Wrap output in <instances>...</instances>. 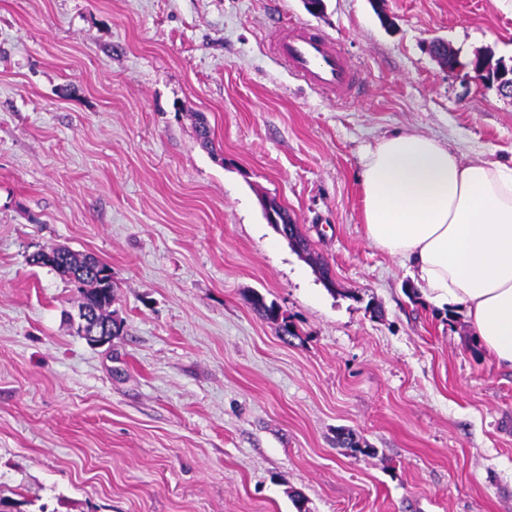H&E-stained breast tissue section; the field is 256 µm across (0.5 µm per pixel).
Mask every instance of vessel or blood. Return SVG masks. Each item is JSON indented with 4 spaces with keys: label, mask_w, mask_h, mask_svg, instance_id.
<instances>
[{
    "label": "vessel or blood",
    "mask_w": 512,
    "mask_h": 512,
    "mask_svg": "<svg viewBox=\"0 0 512 512\" xmlns=\"http://www.w3.org/2000/svg\"><path fill=\"white\" fill-rule=\"evenodd\" d=\"M279 57L305 83L340 96H353L359 77L338 45L307 28L279 37Z\"/></svg>",
    "instance_id": "vessel-or-blood-1"
}]
</instances>
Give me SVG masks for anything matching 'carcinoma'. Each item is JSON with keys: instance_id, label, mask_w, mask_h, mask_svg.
Instances as JSON below:
<instances>
[{"instance_id": "1", "label": "carcinoma", "mask_w": 512, "mask_h": 512, "mask_svg": "<svg viewBox=\"0 0 512 512\" xmlns=\"http://www.w3.org/2000/svg\"><path fill=\"white\" fill-rule=\"evenodd\" d=\"M271 209L275 212L278 224L274 225L275 231L281 235L296 251L309 253V242L301 233L299 225L295 224L288 211L277 202H271ZM31 262L48 267L57 274L70 279L76 273H85L83 285L78 287V310L93 308L97 311L98 319L112 326V333L119 332L121 324L112 318V300L114 287L112 282L103 283L96 275H90L91 268L99 264V260L91 254H80L66 247L54 249L50 252H39L31 256ZM249 303L253 310L266 319L277 320L280 317L279 308L273 302H267L265 297L258 292L249 297ZM337 442L343 448H347L354 455H369L373 449L350 432L343 430L337 433Z\"/></svg>"}]
</instances>
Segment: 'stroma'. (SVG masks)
Instances as JSON below:
<instances>
[{"label": "stroma", "mask_w": 512, "mask_h": 512, "mask_svg": "<svg viewBox=\"0 0 512 512\" xmlns=\"http://www.w3.org/2000/svg\"><path fill=\"white\" fill-rule=\"evenodd\" d=\"M295 25L357 97L290 73ZM435 39L512 64V0H0V512H512V370L364 234L382 136L512 160V97ZM61 246L112 269L109 345L29 262ZM279 57L305 83L340 96L356 94L359 77L341 49L307 28H296L279 37ZM271 209L275 212L278 224L271 223L267 213L266 218L268 223L271 224L275 231L281 235L288 244L291 245L296 251L303 254L309 253V242L306 237L301 233L299 225L294 224L288 211L275 201H271Z\"/></svg>", "instance_id": "obj_1"}]
</instances>
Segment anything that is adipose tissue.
<instances>
[{
  "label": "adipose tissue",
  "mask_w": 512,
  "mask_h": 512,
  "mask_svg": "<svg viewBox=\"0 0 512 512\" xmlns=\"http://www.w3.org/2000/svg\"><path fill=\"white\" fill-rule=\"evenodd\" d=\"M358 181L367 241L409 262L425 302L463 308L493 361L512 367V164L466 162L402 132L366 149Z\"/></svg>",
  "instance_id": "adipose-tissue-1"
}]
</instances>
